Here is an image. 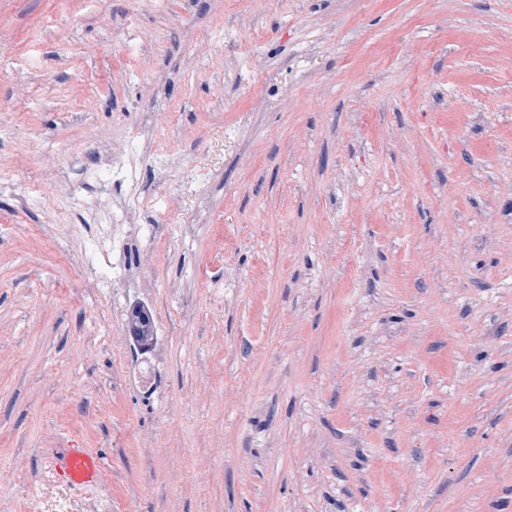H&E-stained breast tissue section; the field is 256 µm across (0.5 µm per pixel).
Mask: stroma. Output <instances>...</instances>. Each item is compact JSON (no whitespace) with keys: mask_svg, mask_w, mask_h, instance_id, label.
<instances>
[{"mask_svg":"<svg viewBox=\"0 0 512 512\" xmlns=\"http://www.w3.org/2000/svg\"><path fill=\"white\" fill-rule=\"evenodd\" d=\"M71 443L95 512H512V0H0V512ZM53 472L70 488L94 489L102 481L104 465L89 448H52Z\"/></svg>","mask_w":512,"mask_h":512,"instance_id":"obj_1","label":"stroma"}]
</instances>
